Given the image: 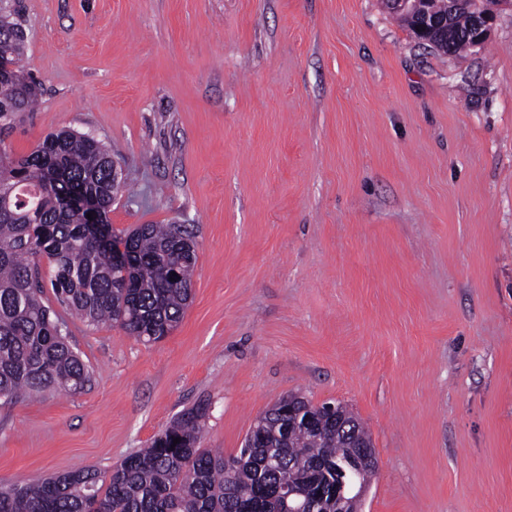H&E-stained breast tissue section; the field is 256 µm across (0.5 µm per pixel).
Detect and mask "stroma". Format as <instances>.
<instances>
[{
  "label": "stroma",
  "instance_id": "1",
  "mask_svg": "<svg viewBox=\"0 0 512 512\" xmlns=\"http://www.w3.org/2000/svg\"><path fill=\"white\" fill-rule=\"evenodd\" d=\"M38 105L110 150L114 231L184 224L192 298L163 340L65 314L89 380L0 408V484L111 472L203 402L239 455L281 396L346 405L363 512H512V12L479 49L383 0H18Z\"/></svg>",
  "mask_w": 512,
  "mask_h": 512
}]
</instances>
